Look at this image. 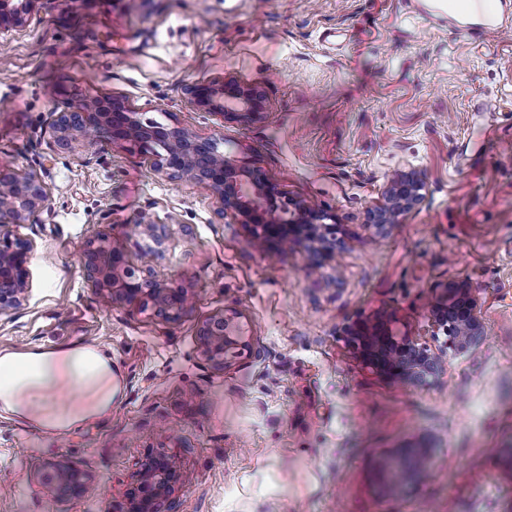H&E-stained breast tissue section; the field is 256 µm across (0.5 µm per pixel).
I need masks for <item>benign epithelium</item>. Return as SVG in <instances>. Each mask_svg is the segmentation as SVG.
<instances>
[{"label":"benign epithelium","mask_w":512,"mask_h":512,"mask_svg":"<svg viewBox=\"0 0 512 512\" xmlns=\"http://www.w3.org/2000/svg\"><path fill=\"white\" fill-rule=\"evenodd\" d=\"M37 0H0V28L23 21ZM189 102L200 110L219 115L242 112L246 115L264 109L265 97L255 87L233 80L192 85ZM48 127L54 142L69 150L77 145L107 142L127 145L148 156L156 172L171 178H185L211 189L220 203V212L231 213L242 224L252 227L261 238L288 247L305 236L321 241L336 232L328 223L332 216L302 201L286 199L277 187L257 170L239 166L224 155L223 141L200 138L174 123L160 125L142 121L124 102L107 96H88L67 109L50 113ZM424 183L414 173L400 170L390 181L387 202L371 215L378 230L394 222L399 214L423 199ZM0 196L8 197V208L0 209V316L22 305L29 287V262L34 242L17 232L30 223L51 201V190L34 171L13 173L0 183ZM82 269L107 305L140 302L152 305L166 315L177 316L186 309L188 290L173 283H159L150 277V268L136 272L126 263L123 250L101 235L89 240L82 251ZM429 320L448 338L437 351L400 335L389 328L390 317L379 315L352 323L347 329L349 343L363 364L377 375L419 388L429 387L443 371L448 353H471L484 339L476 300L463 287L447 289L446 295L430 306ZM206 357L224 364L226 352L248 346L237 321V313L210 319L199 330ZM431 449L423 448L408 460L383 468L390 472L393 489L407 488L417 477L429 472ZM176 459L158 455L149 458L138 479L126 490L127 512H157L155 504L167 499L181 481ZM90 492L89 483L79 472L60 487L57 496L70 497Z\"/></svg>","instance_id":"benign-epithelium-1"}]
</instances>
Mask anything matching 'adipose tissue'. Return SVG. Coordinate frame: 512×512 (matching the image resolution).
I'll list each match as a JSON object with an SVG mask.
<instances>
[{
  "label": "adipose tissue",
  "mask_w": 512,
  "mask_h": 512,
  "mask_svg": "<svg viewBox=\"0 0 512 512\" xmlns=\"http://www.w3.org/2000/svg\"><path fill=\"white\" fill-rule=\"evenodd\" d=\"M117 395L112 361L93 347L0 350V415L66 431L106 417Z\"/></svg>",
  "instance_id": "1"
}]
</instances>
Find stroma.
Segmentation results:
<instances>
[{
    "mask_svg": "<svg viewBox=\"0 0 512 512\" xmlns=\"http://www.w3.org/2000/svg\"><path fill=\"white\" fill-rule=\"evenodd\" d=\"M226 79L261 86L265 110L243 121L188 104L187 85ZM89 94L223 139L284 197L335 216V253L311 268L310 243L255 237L208 187L121 146L60 149L50 112ZM1 162L40 173L52 201L22 229L30 293L0 317V349L98 347L119 393L66 432L0 417V512H124L156 453L182 468L162 512H512V30L465 37L408 0H36L0 30ZM400 169L424 200L377 231L368 214ZM143 222L168 230L157 278L190 293L173 319L107 307L83 277L102 234L140 268ZM457 285L485 340L436 383L358 360L346 328L380 313L443 344L428 310ZM227 310L249 346L217 365L198 329ZM422 447L432 475L389 489L377 460ZM62 460L91 493L46 494Z\"/></svg>",
    "mask_w": 512,
    "mask_h": 512,
    "instance_id": "35a3bbf8",
    "label": "stroma"
}]
</instances>
